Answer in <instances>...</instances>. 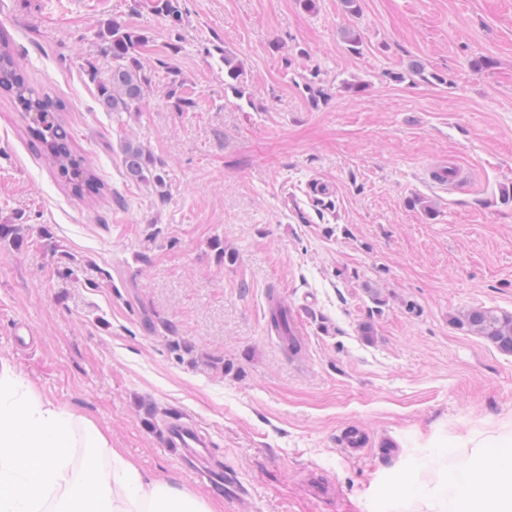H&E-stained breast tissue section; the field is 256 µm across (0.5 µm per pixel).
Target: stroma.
<instances>
[{
	"instance_id": "stroma-1",
	"label": "stroma",
	"mask_w": 512,
	"mask_h": 512,
	"mask_svg": "<svg viewBox=\"0 0 512 512\" xmlns=\"http://www.w3.org/2000/svg\"><path fill=\"white\" fill-rule=\"evenodd\" d=\"M183 8L174 33L145 0H0V40L31 87L65 102L74 148L108 189L72 194L0 93V222L29 228L22 250L0 243V358L218 512H379L420 448L467 457L512 432V354L454 321L473 307L512 314V0H363L357 16L340 0L314 14L296 0ZM115 18L149 31L146 58L178 43L194 110H173L161 69L140 114L101 108L84 70L110 73L99 32ZM348 27L362 54L343 42ZM278 41L307 54L284 67ZM211 44L243 60L250 100L225 92ZM479 56L492 67L472 69ZM413 60L442 82L391 80ZM314 73L327 90L316 105L303 89ZM354 78L365 92L342 90ZM128 137L164 162L166 201L126 178ZM441 161L465 178L434 185ZM317 183L332 209L313 207ZM217 236L237 264H216ZM272 291L303 332L300 359L266 331ZM159 320L191 352L172 354ZM21 325L38 340L25 352ZM173 417L206 436L219 469L197 471L168 445ZM350 425L398 453L347 457Z\"/></svg>"
}]
</instances>
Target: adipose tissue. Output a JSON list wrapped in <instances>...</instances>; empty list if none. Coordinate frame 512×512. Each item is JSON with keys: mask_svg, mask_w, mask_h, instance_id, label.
Instances as JSON below:
<instances>
[{"mask_svg": "<svg viewBox=\"0 0 512 512\" xmlns=\"http://www.w3.org/2000/svg\"><path fill=\"white\" fill-rule=\"evenodd\" d=\"M453 448L420 449L431 485L401 479L396 503L415 512H512V436L476 445L473 462L451 467ZM499 475L487 484L486 467ZM0 512H215L206 499L142 470L92 420L43 399L0 358Z\"/></svg>", "mask_w": 512, "mask_h": 512, "instance_id": "obj_1", "label": "adipose tissue"}]
</instances>
